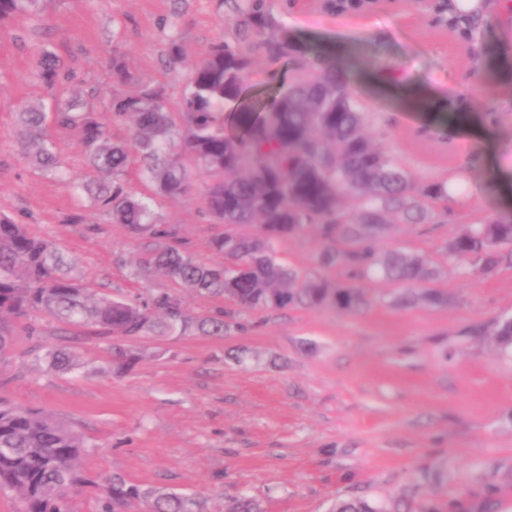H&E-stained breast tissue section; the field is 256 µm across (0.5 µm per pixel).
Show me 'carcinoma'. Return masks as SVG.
Here are the masks:
<instances>
[{"label":"carcinoma","instance_id":"carcinoma-1","mask_svg":"<svg viewBox=\"0 0 512 512\" xmlns=\"http://www.w3.org/2000/svg\"><path fill=\"white\" fill-rule=\"evenodd\" d=\"M46 0H0V23L32 18ZM231 17L225 38L189 66V80L177 106L169 108L164 85L137 83L121 54L112 56V84L137 83L131 94L94 88L84 98L61 86L65 61L37 49V76L50 90L19 112L23 154L41 169H57L56 144L48 126L77 134L84 150L83 174L69 182L85 192L104 220L125 224L140 237L167 240L176 231L157 217L147 196L129 187V174L152 184L153 192L174 202L187 196L190 169L203 177L201 198L218 224H261L254 236H220L214 250L222 266H207L174 245L146 253L134 275L162 270L180 287L220 296L248 310L328 306L354 313L365 305L359 289L320 276H303L283 265L277 243L305 230L320 241V263L408 289L399 305L442 306L443 294L425 287L435 276L419 253H381L376 241L392 223L427 220L430 210L448 203L443 183L420 185L383 147L373 143L364 111L347 69L327 54L296 41L278 23L268 0H224ZM298 63L288 87L259 105L242 103L256 57ZM185 60L176 38L169 39L166 66ZM105 101L112 124L132 122L122 139L94 117V102ZM180 120H175L174 115ZM446 255L484 274L512 263V214L492 213L455 237ZM85 273L46 238L27 225L0 216V353L15 342V323L32 312L86 328L107 341L112 373L132 370L142 358L136 343L150 335L224 336V309L191 314L170 290L112 298L83 285ZM493 341L512 352V319L495 324ZM53 371L81 367L58 346L44 349ZM95 445L72 424L53 415L0 402V493L11 512H70L67 493L94 489L98 512H205L199 493L145 487L121 474L91 476L79 460ZM224 512H262L246 494L224 504ZM329 512H386L377 502L339 499Z\"/></svg>","mask_w":512,"mask_h":512}]
</instances>
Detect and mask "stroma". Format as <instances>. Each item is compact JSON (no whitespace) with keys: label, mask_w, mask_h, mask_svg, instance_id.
Instances as JSON below:
<instances>
[{"label":"stroma","mask_w":512,"mask_h":512,"mask_svg":"<svg viewBox=\"0 0 512 512\" xmlns=\"http://www.w3.org/2000/svg\"><path fill=\"white\" fill-rule=\"evenodd\" d=\"M273 13L299 41L344 61L376 140L396 161L419 182L453 184L448 207H435L424 224L389 225L378 242L383 252L437 261L430 286L447 304L394 305L398 286L320 265L321 246L305 231L278 242L279 258L360 288L367 307L244 311L184 290L192 313L228 310L223 337L150 336L138 344L141 361L120 376L103 339L34 313L0 354V400L74 423L96 444L82 460L88 472L199 491L209 512H224L239 493L264 512H327L334 499L354 496L389 508L401 500L408 512H483L490 501L495 512H512V354L470 334L512 317V265L463 275L442 256L468 225L512 213L491 176H512V13L479 12L467 37L435 23L425 0H376L342 15L322 0H274ZM224 14L216 0H50L39 18L0 24V214L78 260L96 293L131 296L173 283L158 270L134 276L155 243L126 225L64 223L71 189L28 162L18 139L21 105L45 92L33 53L46 45L60 55L76 92L107 83L113 55L123 54L140 81L165 86L174 107L188 64L223 38ZM173 35L186 64L167 70ZM382 68L400 87L424 89L422 104L382 90L373 79ZM292 69L286 59L257 58L247 98L287 86ZM448 127L444 149L418 136ZM192 183L185 199L159 197L153 209L197 260L223 264L212 239L259 227L212 223L200 177ZM48 344L72 351L82 369L46 372L37 356Z\"/></svg>","instance_id":"1"}]
</instances>
